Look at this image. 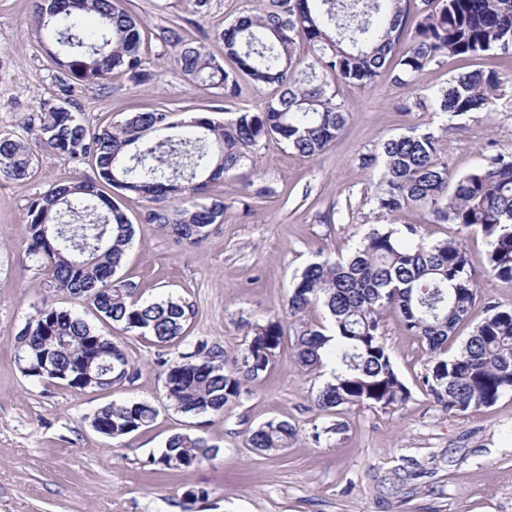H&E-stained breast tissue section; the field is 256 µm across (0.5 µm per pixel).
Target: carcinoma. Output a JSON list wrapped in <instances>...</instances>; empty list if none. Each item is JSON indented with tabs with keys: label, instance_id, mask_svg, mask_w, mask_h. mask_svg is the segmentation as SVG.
<instances>
[{
	"label": "carcinoma",
	"instance_id": "cac0c4a2",
	"mask_svg": "<svg viewBox=\"0 0 512 512\" xmlns=\"http://www.w3.org/2000/svg\"><path fill=\"white\" fill-rule=\"evenodd\" d=\"M267 0L253 15L232 20L219 34L224 60L184 38L172 23L158 38L172 49L175 66L206 88L238 94V78L272 87L276 94L256 110H237L219 120L205 113L177 124L173 112H132L103 128L85 123L70 109L72 84L60 80L63 98L33 106L28 133L75 163L89 162L97 178L76 177L51 185L27 209V255L47 270L56 289L93 306L113 327L164 346L182 336L196 315L183 299L143 301L137 286L116 278L134 235V225L99 189L105 182L149 203L143 221L190 244L208 238L224 222V202H201L207 183L231 172L250 174L248 161L263 142L274 140L313 158L336 143L347 117L336 92L317 71L353 85L369 86L384 75L410 86L430 65L450 56L512 51V0ZM41 46L68 78L99 82L125 73L137 85L151 79L143 56L144 25L134 0H35ZM410 44L394 54L403 37ZM306 43L312 55L298 49ZM512 93V78L474 69L448 78L434 92L440 112L462 119L491 112L498 97ZM182 126L186 132L170 135ZM361 165L380 168L370 202L383 215L410 207L428 210L435 221L460 224L487 241V272L512 285V157L498 156L453 178L441 161L432 132L388 139L361 155ZM29 139L0 136V180L33 173ZM477 283L459 241H427L413 224L373 227L348 257L308 264L292 283L287 312L297 318L322 306L328 325H306L294 338L293 356L306 369L331 367L314 396L321 411L341 406L386 408L401 404L409 389L386 346L382 314L399 311L402 327L430 355L423 386L445 413L463 415L512 393V310L487 308L460 350L448 340L468 322ZM285 335L283 321L270 318L250 327L237 356L200 341L165 365L167 399L181 412L222 415L244 385L267 373ZM15 354L21 372L48 377L71 389L110 390L119 372L140 376L124 347L68 310L40 308L19 334ZM158 410L146 400L112 403L97 410L93 429L114 439L149 427ZM286 421L270 420L253 430L249 446L279 451L294 441ZM212 446L198 435L171 436L155 463L185 471L209 458Z\"/></svg>",
	"mask_w": 512,
	"mask_h": 512
}]
</instances>
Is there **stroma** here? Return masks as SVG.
I'll return each instance as SVG.
<instances>
[{"label": "stroma", "mask_w": 512, "mask_h": 512, "mask_svg": "<svg viewBox=\"0 0 512 512\" xmlns=\"http://www.w3.org/2000/svg\"><path fill=\"white\" fill-rule=\"evenodd\" d=\"M135 2L148 33L152 79L137 85L116 73L104 85L75 82L73 99L87 123L104 127L154 108L168 109L178 120L203 112L223 118L220 90L184 76L157 34L177 21L187 40L204 43L220 58L218 34L227 21L260 11L265 0H213L205 18L195 13L193 0ZM475 68L512 75V53L446 58L411 87L387 77L367 87L332 83L348 111L335 145L303 158L277 142L262 143L253 155L252 186L229 174L205 188L204 202L218 200L226 209L223 223L213 225L201 245L143 223L146 203L137 195L118 198L135 227L122 279L133 281L144 300L181 297L196 308L184 336L165 347L112 330L90 307L54 288L46 270L26 255L30 201L50 185L95 177L90 163L40 150L30 177L0 180V512H512V394L461 416L443 413L422 385L426 351L406 334L397 311L384 313L383 332L410 395L387 409L317 410L311 397L329 373L305 371L287 346L271 372L249 384L220 416L175 409L162 368L199 341L240 353L248 325L274 317L284 319L286 335H294L287 300L295 274L318 258L349 253L379 223L369 203L378 174L362 167L359 157L383 140L434 132L454 177L497 155L511 157L512 94L499 97L488 114L450 120L436 112L433 91ZM57 92L56 69L35 35L32 0H0V134L24 136L32 104ZM263 187L269 196L244 212V203ZM393 224L416 225L432 241L459 238L466 245L479 294L449 352L459 350L486 304L512 309V286L485 270L487 246L480 234L435 223L415 207ZM42 306L72 311L123 346L141 369L135 385L84 392L24 376L14 358L15 337ZM129 400H147L158 409L151 427L122 439L92 429L96 410ZM270 420L292 424L294 443L276 453L250 448V432ZM337 422L346 423V431L314 439L315 427ZM176 433L201 435L215 450L191 470L164 469L156 459ZM192 489L200 497L191 503L186 494Z\"/></svg>", "instance_id": "stroma-1"}]
</instances>
